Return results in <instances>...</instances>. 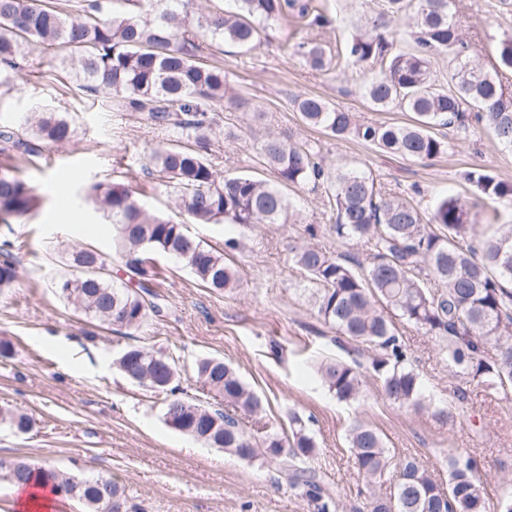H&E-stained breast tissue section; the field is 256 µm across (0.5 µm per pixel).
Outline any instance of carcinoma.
Instances as JSON below:
<instances>
[{
	"label": "carcinoma",
	"mask_w": 512,
	"mask_h": 512,
	"mask_svg": "<svg viewBox=\"0 0 512 512\" xmlns=\"http://www.w3.org/2000/svg\"><path fill=\"white\" fill-rule=\"evenodd\" d=\"M116 12L112 0H90L76 17L61 12L51 0H0V75L20 66L25 47L37 43L78 48L73 76L89 91L112 92L118 111L142 114L151 125L172 130L178 141L161 144L148 154L147 165L178 194L180 214L193 224H286L291 202L284 189L312 184L323 187L334 216L330 230L341 241H354L366 258L350 264L318 246L294 250V263L313 286L318 316L352 341L374 353L371 369L382 395L392 403L426 409L420 375L407 365L395 320L446 341L448 366L464 380L481 386L487 396L512 401V228L470 220L472 205L454 194L439 198L430 216L399 195L383 190L369 170L331 167L318 141L295 142L268 134L256 144L268 180L249 174L221 176L204 152L218 125L217 111L236 112L246 100L229 85L224 68L205 56L199 41L232 44L251 51L268 29L292 15L308 29L333 24L320 0H233L235 8L208 15L193 11V0H124ZM410 14L414 28L403 45L390 31L391 19ZM460 37L454 0H381L363 16L356 32L336 49L312 39L287 36L279 43L285 56H297L315 71L343 57L358 66L378 64L380 74L362 85L377 109L414 114L409 125L359 123L350 112L326 99L297 94L289 99L300 121L329 137L351 135L379 150L429 162L447 149L434 129L469 135L471 123L488 127L499 143L512 149V94L502 71L512 70V35L497 46L495 63L483 69L470 63ZM448 53V76L439 78L432 59ZM75 128L68 117L37 112L18 129L0 128V142L35 154L32 140L70 142ZM462 178L475 194L512 204V183L489 170L475 168ZM90 196L111 219L116 253L126 281L116 284L101 253L91 247L68 253L70 274L53 282L56 293L75 312L105 329L138 328L154 302L156 275L151 254L160 252L190 268L196 280L215 291L231 290L239 278L228 255L239 250L235 238L225 252L190 237L184 225L147 212L135 192L119 183H95ZM40 197L27 182L0 173V222L35 211ZM14 244H0V289L11 287L18 271ZM129 380L167 393L164 419L181 433L243 460L262 464L307 501L312 512H339L322 475L308 466L317 444L298 416L291 417L288 436L266 430L248 431L234 415L212 405L176 396L179 377L174 357L140 348L116 360ZM321 380L337 400L360 398L364 383L359 365L342 360L322 363ZM197 380L213 399L234 411L255 415L259 395L238 371L219 358L196 364ZM466 399L458 388L448 407L434 414L451 421ZM0 421L19 432L31 426L29 416L6 411ZM347 439L362 479L360 501L351 512H487L483 481L474 461L448 456V478L437 481L419 461L391 454L379 431L355 419ZM0 475L10 483L48 487L81 502L86 512H129L120 486L110 477L83 479L55 466L24 460L0 461Z\"/></svg>",
	"instance_id": "carcinoma-1"
}]
</instances>
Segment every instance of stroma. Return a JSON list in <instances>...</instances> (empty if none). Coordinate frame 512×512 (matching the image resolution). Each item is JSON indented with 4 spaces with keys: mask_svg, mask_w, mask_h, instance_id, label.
<instances>
[{
    "mask_svg": "<svg viewBox=\"0 0 512 512\" xmlns=\"http://www.w3.org/2000/svg\"><path fill=\"white\" fill-rule=\"evenodd\" d=\"M498 0H458L461 31L471 63L490 67L498 41L512 35V12L499 11ZM338 22L325 29H297L282 22L270 43L250 53L227 44L208 50L250 107L265 112L267 128L294 139H314L318 132L301 125L289 107L291 95L317 94L361 122L405 125L412 115L379 111L363 97V69L338 62L314 72L277 44L284 33L316 39L328 46L346 39L365 6L361 0H325ZM51 109L72 118L74 138L64 144L38 142V157L6 159L0 170L35 188L40 207L0 223V242L20 243L18 279L0 290V410L30 416L25 434L0 428V460L17 458L49 463L78 477L106 476L124 490L135 512H309L306 501L259 462L242 460L211 448L169 427L163 419L164 397L126 380L115 359L125 349L163 350L179 361L180 396L205 402L194 374L197 360L224 359L258 393L266 421L288 432L289 418L301 416L319 452L312 467L325 477L341 507L357 502L362 482L353 463L346 430L362 419L382 433L395 455H412L438 479H446L448 454L473 458L486 480L489 503L512 489V403L487 397L480 386L465 385L466 401L455 423L440 421L386 400L381 383L365 372L362 397L336 400L317 372L326 360L345 357L335 332L325 325L311 301L309 284L291 260L290 248L315 244L328 252L362 257L353 242L337 243L328 226L334 218L322 190L306 185L289 189L295 220L288 224H191L187 231L215 248L227 238L244 247L234 257L237 288L212 291L200 286L189 269L158 254L160 275L153 283L161 313L149 314L131 331L94 330L56 294L54 281L68 274L65 250L91 244L107 258L113 280L124 269L113 246L114 233L102 211L87 198L95 182L125 184L155 214L178 218L173 193L158 173L144 168L147 153L168 142L163 130L148 126L137 112H118L112 94L89 92L60 68L59 52L31 47L19 69L0 87V124L18 125L25 113ZM238 136L213 135L207 158L220 174L266 177L252 147L248 110L237 112ZM327 164L358 166L374 172L382 186L412 193L422 209L442 194L475 199L461 172L486 168L512 182V150L499 144L486 127L465 139L450 138L446 154L422 163L379 151L354 137L325 140ZM66 181L67 194L55 191ZM314 225L308 234L306 225ZM397 330L409 363L420 374L431 405H443L460 386L448 366L442 338L405 324Z\"/></svg>",
    "mask_w": 512,
    "mask_h": 512,
    "instance_id": "stroma-1",
    "label": "stroma"
}]
</instances>
